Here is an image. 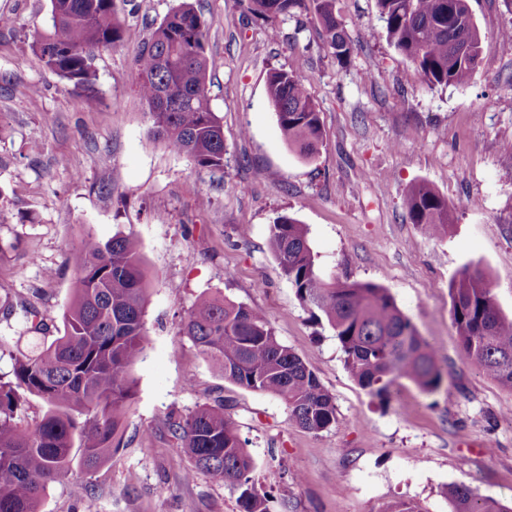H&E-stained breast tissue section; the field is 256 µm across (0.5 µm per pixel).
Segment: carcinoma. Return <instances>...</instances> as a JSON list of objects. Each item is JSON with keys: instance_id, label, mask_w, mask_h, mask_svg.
I'll return each instance as SVG.
<instances>
[{"instance_id": "obj_1", "label": "carcinoma", "mask_w": 512, "mask_h": 512, "mask_svg": "<svg viewBox=\"0 0 512 512\" xmlns=\"http://www.w3.org/2000/svg\"><path fill=\"white\" fill-rule=\"evenodd\" d=\"M267 37H284L279 22L304 13L317 23L322 44L345 67L356 45L336 11V0H239ZM51 25L33 36L31 49L69 82L75 103H97L96 52L122 41L114 0H50ZM387 40L431 86L471 81L481 62L482 37L468 0H377ZM206 29L194 6L174 8L137 51V93L147 109L149 133L202 169L224 168V131L210 107ZM309 78L274 70L267 96L279 127L301 156L323 146L319 110ZM406 218L432 239L448 235L452 210L427 182L404 195ZM270 245L299 301L325 320L344 355V366L372 398L389 402L406 380L420 392L440 389L444 374L433 343L420 334L389 291L369 282H341L317 267L306 225L279 216ZM72 297L59 335L40 337L14 355L10 377H0V512H41L48 490L74 474L73 449L87 472L112 459L123 444V424L134 396L133 369L147 345L144 313L147 274L140 243L129 233L104 240L87 231L67 251ZM461 353L474 367L512 389V317L498 308L483 274L463 270L448 285ZM12 334L0 350L43 319L29 301L0 303ZM199 353L239 388L282 399L289 419L315 435L337 421L333 395L307 361L279 342L260 311L222 295L196 299L183 323ZM35 397L45 407L33 425L21 412ZM168 430L190 460L186 480L208 474L238 493L239 512H271L269 496L255 489L257 463L224 405L207 403L171 418ZM451 512H512V504L483 497L470 485H449Z\"/></svg>"}]
</instances>
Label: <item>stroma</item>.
Segmentation results:
<instances>
[{"label":"stroma","mask_w":512,"mask_h":512,"mask_svg":"<svg viewBox=\"0 0 512 512\" xmlns=\"http://www.w3.org/2000/svg\"><path fill=\"white\" fill-rule=\"evenodd\" d=\"M191 2L207 28L220 170L150 137L136 93V52L180 0H115L123 43L97 54L92 109L78 108L70 84L31 50L50 0H0L11 19L0 26V154L10 159L0 169V300L29 299L48 327L60 326L71 297L66 250L88 228L105 239L135 234L149 279L148 346L134 368L125 446L52 486L41 512H72L86 498L94 512H239L222 482L186 480L190 462L166 429L169 417L218 399L230 402L272 512H378L389 500L450 512L444 490L460 481L512 501V389L463 359L448 294L461 270H478L512 315V152L503 148L512 140V43L499 36L512 11L503 0H469L481 65L469 84L433 87L389 44L376 0L336 4L357 46L346 67L313 19L282 21L286 38L273 44L236 0ZM275 69L311 77L324 130L313 159L280 131L266 94ZM105 175L108 194L98 189ZM418 181L453 208L445 238L423 236L406 218L404 193ZM284 214L307 225L325 275L389 290L439 351L437 392L407 383L382 405L350 377L332 330L312 319L271 250L270 227ZM203 293L265 314L334 396V427L309 433L276 396L224 381L182 330Z\"/></svg>","instance_id":"stroma-1"}]
</instances>
